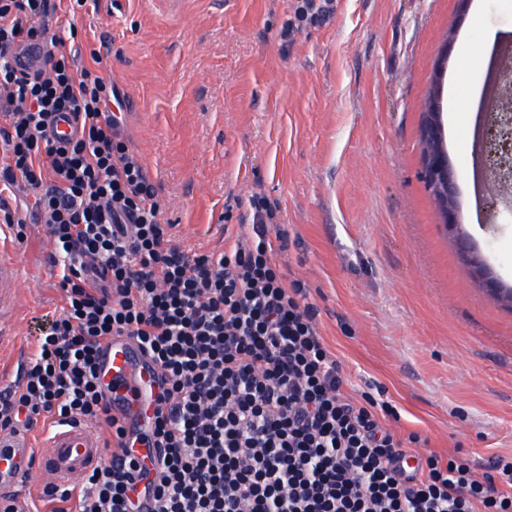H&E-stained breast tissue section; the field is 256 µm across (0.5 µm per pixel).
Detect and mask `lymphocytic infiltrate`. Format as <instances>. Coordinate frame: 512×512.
<instances>
[{
  "label": "lymphocytic infiltrate",
  "instance_id": "lymphocytic-infiltrate-1",
  "mask_svg": "<svg viewBox=\"0 0 512 512\" xmlns=\"http://www.w3.org/2000/svg\"><path fill=\"white\" fill-rule=\"evenodd\" d=\"M99 0H0V222L17 240L42 223L64 305L16 384L0 389V430L85 420L112 446L79 490L46 486L75 512H512V458L411 455L419 433L373 393L353 398L304 284L286 283L272 209L219 254L175 244L172 226L110 104L101 58L76 30ZM39 65L21 67L28 45ZM75 132L59 143V120ZM126 336L160 372L147 468L104 398L102 347ZM414 467H406L407 458Z\"/></svg>",
  "mask_w": 512,
  "mask_h": 512
}]
</instances>
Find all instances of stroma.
Segmentation results:
<instances>
[{
  "label": "stroma",
  "instance_id": "obj_1",
  "mask_svg": "<svg viewBox=\"0 0 512 512\" xmlns=\"http://www.w3.org/2000/svg\"><path fill=\"white\" fill-rule=\"evenodd\" d=\"M296 0H100L78 25L118 85L123 133L185 249L224 251L225 225L275 205L289 235L278 263L301 280L345 388L372 384L394 428L484 462L512 453V308L465 266L420 177L433 65L441 88L484 97L498 49L512 46V0H333L327 20L289 38ZM487 61L462 74L468 46ZM462 228L512 284V217L489 222L474 130L445 128ZM36 288L16 300L0 371L17 369L59 316L43 227L14 242Z\"/></svg>",
  "mask_w": 512,
  "mask_h": 512
}]
</instances>
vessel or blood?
<instances>
[{"instance_id": "b4317fda", "label": "vessel or blood", "mask_w": 512, "mask_h": 512, "mask_svg": "<svg viewBox=\"0 0 512 512\" xmlns=\"http://www.w3.org/2000/svg\"><path fill=\"white\" fill-rule=\"evenodd\" d=\"M21 270L12 255L10 230L0 225V326L13 320ZM101 377L106 401L125 413L127 426L146 423L155 409L147 399L156 385V371L129 340L115 339L105 347ZM47 455L36 453L29 431H0V498L17 495L19 484L29 477L60 486L77 485L91 467L104 462L102 438L86 422H66L47 429Z\"/></svg>"}]
</instances>
